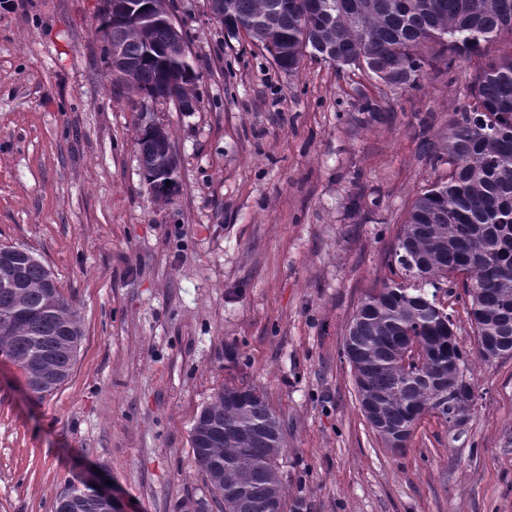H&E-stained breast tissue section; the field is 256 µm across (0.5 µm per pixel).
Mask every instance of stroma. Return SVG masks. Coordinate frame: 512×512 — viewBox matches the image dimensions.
Listing matches in <instances>:
<instances>
[{
	"instance_id": "1",
	"label": "stroma",
	"mask_w": 512,
	"mask_h": 512,
	"mask_svg": "<svg viewBox=\"0 0 512 512\" xmlns=\"http://www.w3.org/2000/svg\"><path fill=\"white\" fill-rule=\"evenodd\" d=\"M169 7L198 76L193 112L111 79L99 0H0V245L38 254L84 331L45 396L0 356V512H54L91 476L125 512H187L209 496L192 427L231 383L280 416L299 512H512V357L472 359L470 419L426 416L395 452L343 355L415 193L447 172L423 139L512 38L427 69L418 89H379L317 58L279 70L207 0ZM364 93L378 116L360 111ZM146 117L177 159L163 197L140 161Z\"/></svg>"
}]
</instances>
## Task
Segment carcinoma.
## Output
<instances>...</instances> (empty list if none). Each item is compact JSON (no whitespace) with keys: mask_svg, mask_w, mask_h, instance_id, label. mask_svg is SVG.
<instances>
[{"mask_svg":"<svg viewBox=\"0 0 512 512\" xmlns=\"http://www.w3.org/2000/svg\"><path fill=\"white\" fill-rule=\"evenodd\" d=\"M232 36L245 33L279 69L294 75L308 55L388 87H415L426 68L449 70L463 50L512 35V0H211ZM112 43L133 76L122 80L143 99L170 90L193 96L198 79L180 30L112 20ZM468 108L448 132L427 142L445 177L415 194L390 252L397 276L360 301L343 345L361 411L385 446L407 447L426 414L463 423L476 394L468 353L448 343L454 326L444 298L462 270L467 314L484 361L512 356V50L484 63L468 84ZM148 180L171 155L166 142L138 128ZM83 330L51 270L24 246L0 248V356L27 385L50 394L68 380ZM422 362L403 364V347ZM279 415L260 390L226 385L197 417L191 447L222 512H286L279 459ZM55 512H111L84 484L59 494Z\"/></svg>","mask_w":512,"mask_h":512,"instance_id":"cac0c4a2","label":"carcinoma"}]
</instances>
